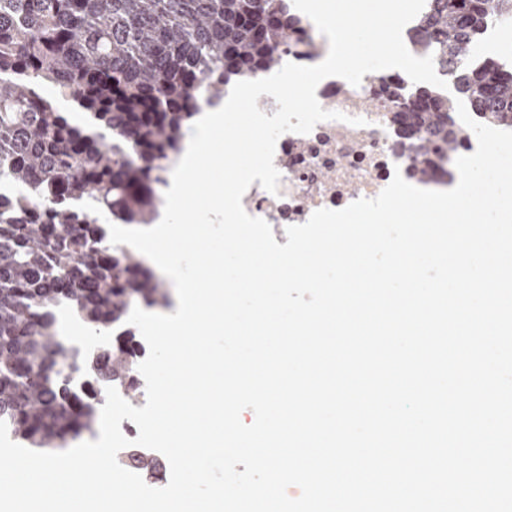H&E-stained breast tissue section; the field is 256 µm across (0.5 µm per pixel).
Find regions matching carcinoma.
<instances>
[{
  "mask_svg": "<svg viewBox=\"0 0 512 512\" xmlns=\"http://www.w3.org/2000/svg\"><path fill=\"white\" fill-rule=\"evenodd\" d=\"M287 0H0V420L28 448L60 452L99 420L103 385L140 394L135 306L169 289L107 221L152 224L184 129L224 86L278 66L299 43ZM512 0H427L410 49L431 55L476 112L512 124V63L471 66L487 24ZM393 122L428 178L467 131L434 86L390 90ZM98 205L104 216L80 207ZM65 305L109 338L79 377L59 339Z\"/></svg>",
  "mask_w": 512,
  "mask_h": 512,
  "instance_id": "1",
  "label": "carcinoma"
}]
</instances>
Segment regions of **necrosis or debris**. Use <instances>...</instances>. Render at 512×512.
<instances>
[{
  "mask_svg": "<svg viewBox=\"0 0 512 512\" xmlns=\"http://www.w3.org/2000/svg\"><path fill=\"white\" fill-rule=\"evenodd\" d=\"M384 78V72H373L355 87L331 76L316 89L324 109L364 118L363 126L324 121L309 134L289 132L278 139L274 154L281 174L278 194L255 182L242 198L245 211L266 220L277 242H286V228L306 222L317 209H341L358 199L376 197L397 174L421 189L447 190L448 171L454 168L456 156L475 152L477 139L471 135L455 155L439 159L435 177L419 180L413 155L403 146L392 120V104L382 90Z\"/></svg>",
  "mask_w": 512,
  "mask_h": 512,
  "instance_id": "4bbe7bcc",
  "label": "necrosis or debris"
}]
</instances>
